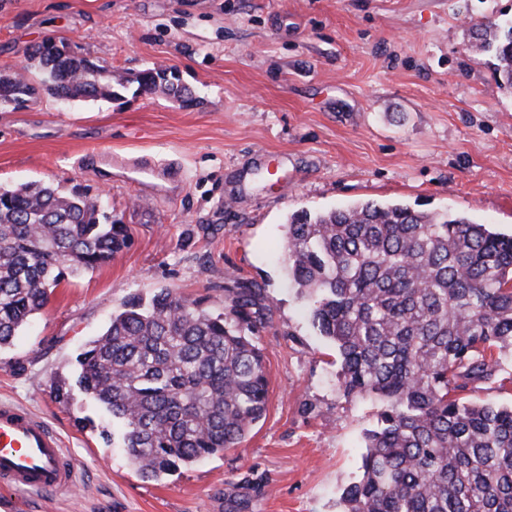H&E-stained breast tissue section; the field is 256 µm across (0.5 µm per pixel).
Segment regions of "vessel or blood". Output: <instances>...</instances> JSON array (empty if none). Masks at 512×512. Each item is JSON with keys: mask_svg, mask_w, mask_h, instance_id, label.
<instances>
[{"mask_svg": "<svg viewBox=\"0 0 512 512\" xmlns=\"http://www.w3.org/2000/svg\"><path fill=\"white\" fill-rule=\"evenodd\" d=\"M107 160L142 182L180 176L177 168L148 158L126 160L102 151L87 158L91 164ZM75 485L74 466L52 426L24 405L0 401V486L9 491L0 498V512H17L16 494L58 493Z\"/></svg>", "mask_w": 512, "mask_h": 512, "instance_id": "b4317fda", "label": "vessel or blood"}]
</instances>
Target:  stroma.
Segmentation results:
<instances>
[{"mask_svg": "<svg viewBox=\"0 0 512 512\" xmlns=\"http://www.w3.org/2000/svg\"><path fill=\"white\" fill-rule=\"evenodd\" d=\"M512 0H0V69L52 37L119 73L172 70L193 103L122 91L0 106V187L40 181L100 197L127 247L61 283L0 350V401L30 407L77 467L68 496L19 512H341L378 402L349 400L335 347L286 280L288 217L358 201L451 210L512 234V94L471 48ZM174 163L153 194L83 165L91 151ZM262 288L269 379L263 418L237 448L158 481L142 478L74 393L79 347L134 294L162 288L224 307L232 281ZM92 417L97 430L80 428Z\"/></svg>", "mask_w": 512, "mask_h": 512, "instance_id": "1", "label": "stroma"}]
</instances>
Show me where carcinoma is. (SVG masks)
Instances as JSON below:
<instances>
[{"mask_svg": "<svg viewBox=\"0 0 512 512\" xmlns=\"http://www.w3.org/2000/svg\"><path fill=\"white\" fill-rule=\"evenodd\" d=\"M475 48L494 53L512 91V24H483ZM27 60L22 78L0 70V106L112 100L133 83L192 100L158 71L116 76L54 38ZM126 245L124 226L86 192L3 190L0 350L66 277ZM285 250L312 327L340 354L343 396L383 402L343 512H512V406L464 397L496 379L512 351V236L461 215L364 202L292 214ZM225 291L217 313L174 288L133 295L76 356V384L146 479L238 447L265 412L261 288Z\"/></svg>", "mask_w": 512, "mask_h": 512, "instance_id": "carcinoma-1", "label": "carcinoma"}]
</instances>
